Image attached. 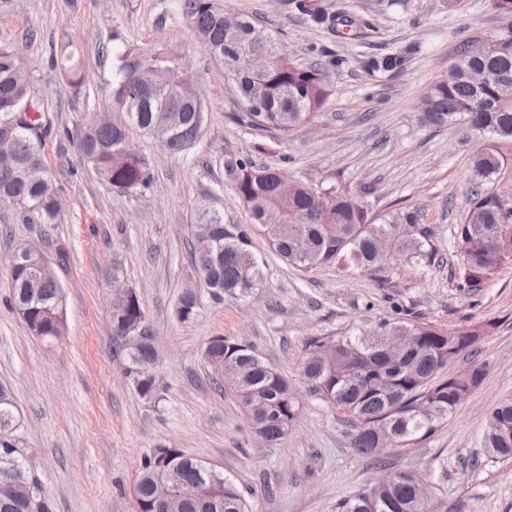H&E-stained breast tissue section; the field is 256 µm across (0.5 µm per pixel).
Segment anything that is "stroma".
Listing matches in <instances>:
<instances>
[{
    "label": "stroma",
    "mask_w": 512,
    "mask_h": 512,
    "mask_svg": "<svg viewBox=\"0 0 512 512\" xmlns=\"http://www.w3.org/2000/svg\"><path fill=\"white\" fill-rule=\"evenodd\" d=\"M255 17L299 63L336 61L334 91L313 123L289 133L258 132L237 119L242 107L211 63L183 0H0V43L19 48L41 105L45 161L61 213L51 230L24 223L0 203V383L17 406L14 436L53 512H134L133 487L152 448L166 443L223 471L245 492L251 512H336L339 501L393 471L425 477L436 512H512V461L486 460L479 435L495 403L512 396V257L480 290L460 289L455 225L468 212L471 157L480 140L465 127L423 124L428 87L448 74L462 42L486 43L507 25L488 0H321L329 11L370 20L344 39L299 19L295 0H216ZM36 29V40L26 33ZM73 44L85 72L72 88L51 60L52 45ZM134 47L176 51L202 93L207 121L185 153L170 154L133 132L154 173L149 189L112 191L85 167L77 138L95 119L123 120L112 108L114 55ZM412 49L405 68L372 71L370 58ZM247 156L288 176L348 190L380 219L416 208L437 228L431 265L387 273L342 264L287 265L263 235L260 300H213L188 254L202 204L244 224L248 215L224 176V160ZM34 245L64 287L62 336H34L9 305L7 256ZM139 293L159 352L158 395L142 397L124 371L112 335L113 263ZM195 291L194 318L174 310ZM383 319L477 326L482 340L450 365L487 374L430 437L373 461L350 448L340 412L299 395V417L283 442L265 446L231 395L216 391L203 358L207 341L231 336L251 345L300 385L314 337L352 336Z\"/></svg>",
    "instance_id": "obj_1"
}]
</instances>
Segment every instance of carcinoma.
Listing matches in <instances>:
<instances>
[{
	"label": "carcinoma",
	"instance_id": "obj_1",
	"mask_svg": "<svg viewBox=\"0 0 512 512\" xmlns=\"http://www.w3.org/2000/svg\"><path fill=\"white\" fill-rule=\"evenodd\" d=\"M207 54L221 64L235 66L231 83L243 103L255 108L242 113L249 126L268 131H290L311 123L333 93L330 70L338 62L303 66L294 62L284 44L248 15L228 17L213 0H184ZM298 13L341 38H361L370 22L346 12L331 13L316 0H297ZM256 56H272L270 67L257 75L239 58L241 46ZM63 74L73 86L84 73L76 51L64 45ZM408 56L388 55L371 62L386 71L401 70ZM112 105L126 114L129 124L88 125L78 149L85 163L112 190L131 193L150 188L154 176L149 159L130 140L132 125L151 137H170L169 152L181 154L202 134L205 106L198 88L185 80L182 58L174 52L144 53L136 48L115 57ZM483 70L489 80L475 85L470 72ZM426 125L452 127L459 123L492 139L512 140V39L482 56L461 54L452 73L426 93ZM39 106L33 99L28 70L13 47L0 44V203L18 207L29 224H54L59 216L57 191L41 148ZM505 158L489 147L473 161L479 182L470 190L466 220L456 225L460 243L458 287L469 291L483 284L501 265L495 241L512 210L501 205L503 196L484 186L504 165ZM239 203L250 223L224 222V213L206 204L196 213V224L210 228L208 246L195 243L191 261L213 299L247 298L259 287L261 265L252 251V232L263 229L270 246L288 264L303 269L345 262L362 271H383L398 262L431 263L436 252L435 227L421 222L416 209L388 215L381 224L361 200L346 190L298 183L284 197L280 171L256 164L249 157L231 155L224 161ZM334 197L333 216L319 210V194ZM279 209L284 223H264L267 211ZM34 246L16 249L9 257L11 301L32 334L55 338L65 328L64 288L55 276L40 273ZM198 298L186 291L179 299L177 317L189 321ZM112 334L124 339L125 374L139 394L156 393L152 374L158 350L140 296L128 311L112 317ZM479 327L443 328L432 323L383 320L373 330L327 342L314 339L312 352L301 365L308 392L345 414L350 447L378 459L377 435L396 437L401 445L431 436L460 406L457 392L467 387L468 374L454 375L448 366L479 342ZM204 359L213 369L212 383L229 391L253 433H263L277 446L288 436L298 417L292 385L255 350L228 336L212 337ZM17 406L11 389L0 384V512H53L41 496L38 483L25 466L24 450L13 438ZM486 455L512 459V397L500 400L486 417L481 431ZM205 476L197 459L181 449L158 444L142 461L134 490L137 512H247V501L232 479L215 471L207 487V502L172 500L157 504L163 485L181 478ZM421 479L401 472L395 483L373 493L362 489L336 505V512H432L420 502Z\"/></svg>",
	"mask_w": 512,
	"mask_h": 512
}]
</instances>
